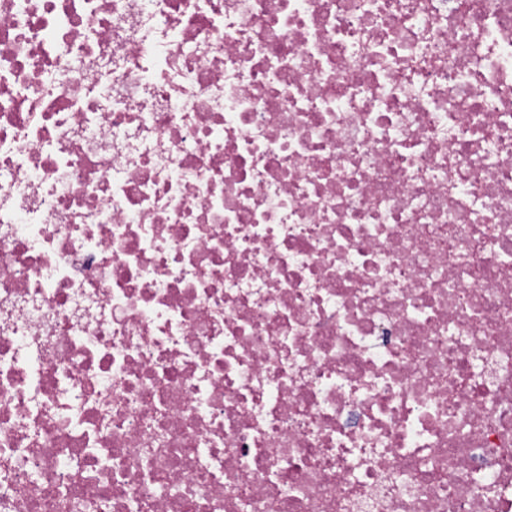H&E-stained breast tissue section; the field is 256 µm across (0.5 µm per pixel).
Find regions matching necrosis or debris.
<instances>
[{"instance_id":"1","label":"necrosis or debris","mask_w":512,"mask_h":512,"mask_svg":"<svg viewBox=\"0 0 512 512\" xmlns=\"http://www.w3.org/2000/svg\"><path fill=\"white\" fill-rule=\"evenodd\" d=\"M0 512H512V0H0Z\"/></svg>"}]
</instances>
